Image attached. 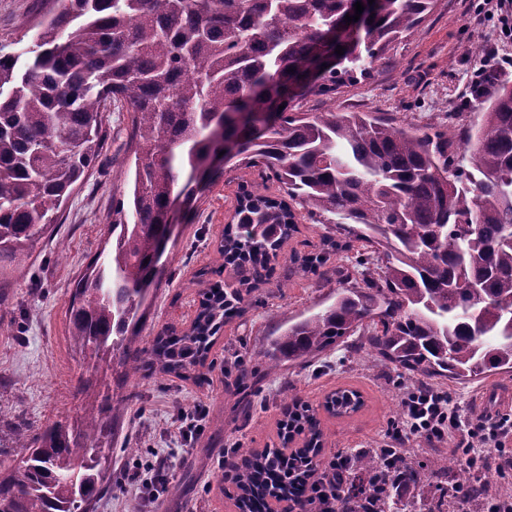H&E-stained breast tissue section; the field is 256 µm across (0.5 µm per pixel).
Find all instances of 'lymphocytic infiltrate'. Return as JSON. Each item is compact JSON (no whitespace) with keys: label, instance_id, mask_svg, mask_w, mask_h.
<instances>
[{"label":"lymphocytic infiltrate","instance_id":"lymphocytic-infiltrate-1","mask_svg":"<svg viewBox=\"0 0 512 512\" xmlns=\"http://www.w3.org/2000/svg\"><path fill=\"white\" fill-rule=\"evenodd\" d=\"M455 435V455L463 458L471 469L506 465L512 467V414L493 417L463 413L449 394L435 389L413 387L401 399V416L385 434L383 451L400 454L405 443L420 437L439 442ZM347 456L337 455L328 468L308 464L314 476L299 507L293 512H322V504L333 497L342 481Z\"/></svg>","mask_w":512,"mask_h":512}]
</instances>
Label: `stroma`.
Returning a JSON list of instances; mask_svg holds the SVG:
<instances>
[{"label":"stroma","mask_w":512,"mask_h":512,"mask_svg":"<svg viewBox=\"0 0 512 512\" xmlns=\"http://www.w3.org/2000/svg\"><path fill=\"white\" fill-rule=\"evenodd\" d=\"M476 2L437 0L429 20L395 47L378 76L331 96L296 101V109L386 112L421 128L449 115L460 128L476 123L480 104L469 99V79L489 47H496V61L512 80V42L495 44L484 36L473 9ZM57 9L56 0H0V52H26L39 22ZM128 123L127 112L114 107L104 112L101 154L64 206L59 224L24 255L0 256V419L35 431L57 420H78L91 405L103 415H116L112 489L94 512H241L238 491L224 481V452L238 446L258 453L281 447V391L286 384L318 421L326 447L322 463H329L337 450L349 455L378 447L411 384L402 371L381 368L369 358L357 360L341 350L277 374L267 372L257 358L288 321L321 310L336 292L332 261L317 272L295 276L288 287L275 283L285 258L323 247L326 226L303 217L282 247L274 279L258 284L249 306L224 324L199 370L145 377L124 367L93 364L73 346L70 311L75 284L96 256L111 250L112 203L129 192ZM244 185L268 196L281 193L276 182L262 181L255 169H228L192 212L176 211V230L161 259L165 271L144 303L143 341L170 329H188L208 286L232 281L218 247ZM241 366L252 369L253 376L239 390L235 380ZM82 378L96 385L95 403L80 394ZM442 387L467 412L495 415L512 410V378L506 376L465 383L447 380ZM340 389L360 394L363 405L357 412L336 417L325 410L326 397ZM125 397L131 400L129 407L113 413V405ZM194 408L201 411L202 429L186 444L177 433V417ZM129 439L137 443L136 454L124 449ZM159 457L166 459L169 479L180 484L181 492L163 494L146 505L127 472Z\"/></svg>","instance_id":"stroma-1"}]
</instances>
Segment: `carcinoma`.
Here are the masks:
<instances>
[{"label":"carcinoma","instance_id":"cac0c4a2","mask_svg":"<svg viewBox=\"0 0 512 512\" xmlns=\"http://www.w3.org/2000/svg\"><path fill=\"white\" fill-rule=\"evenodd\" d=\"M357 0H62L42 21L30 57L0 53V251L15 254L58 223L63 204L100 155L104 102L127 108L134 156L128 200L113 207L112 250L77 283L70 336L90 359L133 372L180 375L201 365L212 338L248 302L255 282L296 231L294 206L334 225L327 251L301 258L314 273L331 255L336 300L288 325L263 353L266 369L312 361L340 344L401 369L416 383L512 375V82L483 97L480 121L459 134L422 131L377 112H294L292 103L372 79L388 53L432 15L436 0H384L344 54L313 55L331 27H346ZM266 112L257 127L245 115ZM236 151L224 164L260 168L283 197L242 191L219 252L236 282L205 292L191 326L147 344L137 325L142 292L158 281L167 227L160 222L179 178L193 208L216 168L195 178L211 134ZM469 165H464V160ZM284 440L307 432L323 452L308 405L284 389ZM362 402L338 390L325 401L342 417ZM11 440L27 456L0 471V512H93L110 488L115 420L89 411ZM242 512L291 492L268 488L279 449L238 447ZM436 455L420 466L377 450L349 463L332 512H456L495 496L491 471L455 474Z\"/></svg>","mask_w":512,"mask_h":512}]
</instances>
